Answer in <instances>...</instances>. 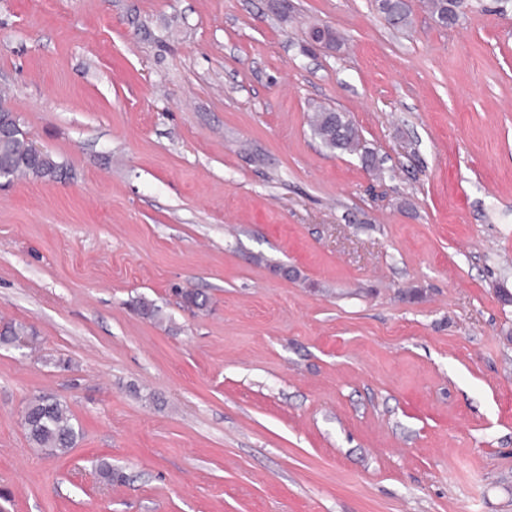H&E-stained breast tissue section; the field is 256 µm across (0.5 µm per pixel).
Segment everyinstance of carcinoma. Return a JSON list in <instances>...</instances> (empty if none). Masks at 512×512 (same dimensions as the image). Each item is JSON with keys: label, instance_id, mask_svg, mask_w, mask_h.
<instances>
[{"label": "carcinoma", "instance_id": "obj_1", "mask_svg": "<svg viewBox=\"0 0 512 512\" xmlns=\"http://www.w3.org/2000/svg\"><path fill=\"white\" fill-rule=\"evenodd\" d=\"M376 7L387 21L397 29L411 24V11L407 0H376ZM431 16L444 24L457 23L460 13L456 11V0H426ZM309 127L324 148L332 153L357 155L367 159L372 151L363 142L355 123L344 113L321 107L310 117ZM33 145L19 127L0 140V170L7 176L24 175L34 179H58L63 176V167L51 154L38 158L32 156ZM28 335L21 323H6L0 328V345H16L21 337ZM22 426L29 440L52 455L64 454L75 447L81 436L80 428L66 402L49 395L34 397L25 407Z\"/></svg>", "mask_w": 512, "mask_h": 512}]
</instances>
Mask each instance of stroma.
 <instances>
[{"label":"stroma","mask_w":512,"mask_h":512,"mask_svg":"<svg viewBox=\"0 0 512 512\" xmlns=\"http://www.w3.org/2000/svg\"><path fill=\"white\" fill-rule=\"evenodd\" d=\"M289 3L0 0V512H512V0ZM376 7L397 29L407 28L411 24V11L406 0H376ZM457 0H426V7L431 16L438 22L456 24L462 12L456 11ZM309 127L323 147L332 153L357 155L361 160L372 155L358 127L345 113L320 107L311 115ZM0 139L5 125L15 123L14 114L6 109L0 110ZM33 145L27 140L19 126H15L7 138L0 140V170L7 176L24 175L34 179H61L64 170L51 154L45 152L38 158L32 156ZM6 175L1 178H8ZM29 440L50 454H65L74 448L81 430L72 422L73 417L66 402L49 395L34 397L25 407L22 416Z\"/></svg>","instance_id":"1"}]
</instances>
